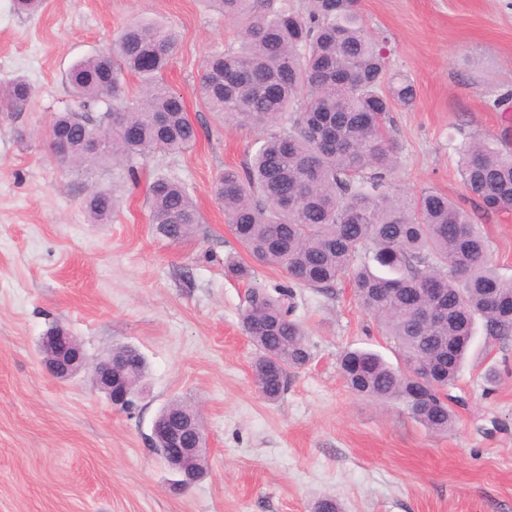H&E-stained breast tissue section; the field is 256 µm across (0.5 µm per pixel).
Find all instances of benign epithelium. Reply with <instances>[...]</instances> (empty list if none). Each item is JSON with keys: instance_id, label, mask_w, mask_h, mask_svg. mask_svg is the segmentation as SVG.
<instances>
[{"instance_id": "1", "label": "benign epithelium", "mask_w": 512, "mask_h": 512, "mask_svg": "<svg viewBox=\"0 0 512 512\" xmlns=\"http://www.w3.org/2000/svg\"><path fill=\"white\" fill-rule=\"evenodd\" d=\"M112 129V118L103 121L100 134H91L86 142L91 151L100 150L107 142ZM40 348L45 370L54 378L68 380L81 370L91 372L97 389L103 392L110 403L119 408L135 397L136 391L129 379L128 369L113 367L112 354L89 362L82 343L62 326L48 330L42 337ZM152 437L168 445V464L178 479L172 483L176 493H183L194 483L192 472L197 459L206 447L204 430L198 419L191 414L177 418L155 417Z\"/></svg>"}]
</instances>
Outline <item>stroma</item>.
<instances>
[{
    "instance_id": "1",
    "label": "stroma",
    "mask_w": 512,
    "mask_h": 512,
    "mask_svg": "<svg viewBox=\"0 0 512 512\" xmlns=\"http://www.w3.org/2000/svg\"><path fill=\"white\" fill-rule=\"evenodd\" d=\"M369 34L388 39L389 68L416 87L393 114L395 181L463 203L512 277V212L469 200L458 173L462 141H507L496 99L512 93V0H359ZM132 21L154 22L181 47L164 80L199 131L178 154L137 163L136 179L105 163H60L46 130L71 104L66 73L105 51ZM237 27L208 0H45L33 15L0 0V84L33 89L19 111L0 110V512H512V335L477 332L454 387L456 423L428 431L397 401L350 392L339 357L349 348L398 363L351 288L295 291L311 362L266 402L253 383L258 352L239 324L248 294L288 280L254 264L241 281L229 261L249 257L213 192L242 167L265 132L240 127L197 100L205 57L234 45ZM181 181L202 218L189 239L156 234L147 186ZM119 189L111 223H90L84 200ZM64 325L90 357L128 345L148 372L132 409H115L89 373L68 382L42 368L41 336ZM196 406L207 438L206 475L186 492L153 452L157 413Z\"/></svg>"
}]
</instances>
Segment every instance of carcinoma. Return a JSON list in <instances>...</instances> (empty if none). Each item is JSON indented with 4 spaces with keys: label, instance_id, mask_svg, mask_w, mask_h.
Returning a JSON list of instances; mask_svg holds the SVG:
<instances>
[{
    "label": "carcinoma",
    "instance_id": "obj_1",
    "mask_svg": "<svg viewBox=\"0 0 512 512\" xmlns=\"http://www.w3.org/2000/svg\"><path fill=\"white\" fill-rule=\"evenodd\" d=\"M237 22L239 47L207 56L196 94L211 112L266 136L242 169L226 167L213 192L230 231L256 262L276 266L300 288L329 291L342 278L360 305L398 345L403 366L365 349L340 358L347 387L378 400H398L430 431L456 422L449 394L466 358L474 325L491 336L512 334V279L498 274L489 245L471 215L448 196L424 190L404 197L393 182L400 145L391 112L409 109L414 83L389 72L388 40L364 28L358 0H211ZM179 51L176 34L160 25L124 26L109 50L77 61L67 73L79 109L59 113L48 136L66 135L67 164L110 162L135 173L137 159L194 146L198 130L182 97L163 73ZM140 82L128 99L123 72ZM33 90L22 79L0 86L6 110L26 106ZM105 108L93 117L91 112ZM112 113V140L95 153L83 136ZM133 125L129 140L121 129ZM459 175L482 208L512 212V154L496 141L461 144ZM151 223L172 240L191 236L200 215L186 188L158 177L148 186ZM115 194L85 199L94 224L115 212ZM291 288L279 296L250 295L240 313L258 351L253 376L259 393L278 401L288 370L312 360L304 326L293 317ZM441 307L442 319L419 324V313ZM425 365L423 386L403 368Z\"/></svg>",
    "mask_w": 512,
    "mask_h": 512
}]
</instances>
